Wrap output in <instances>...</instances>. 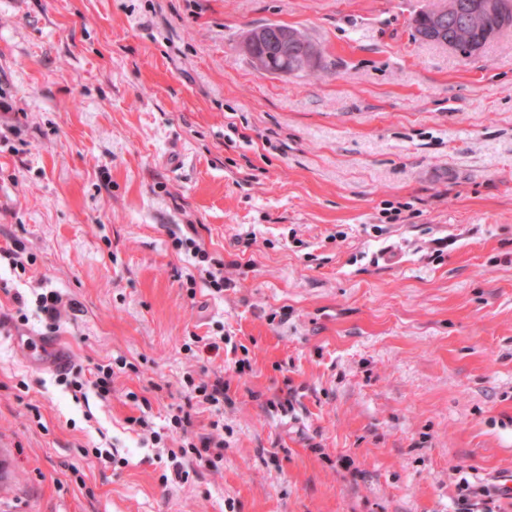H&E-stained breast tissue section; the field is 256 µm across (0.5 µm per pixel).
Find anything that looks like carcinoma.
<instances>
[{
  "instance_id": "cac0c4a2",
  "label": "carcinoma",
  "mask_w": 512,
  "mask_h": 512,
  "mask_svg": "<svg viewBox=\"0 0 512 512\" xmlns=\"http://www.w3.org/2000/svg\"><path fill=\"white\" fill-rule=\"evenodd\" d=\"M460 8L445 19L448 39L455 41L458 55L468 58L479 55L505 27H512V0H497L494 13L479 11L480 0H458ZM267 54L275 66L283 63V56L268 42L257 43L245 54Z\"/></svg>"
}]
</instances>
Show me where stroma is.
<instances>
[{
	"label": "stroma",
	"instance_id": "1",
	"mask_svg": "<svg viewBox=\"0 0 512 512\" xmlns=\"http://www.w3.org/2000/svg\"><path fill=\"white\" fill-rule=\"evenodd\" d=\"M438 3L0 0V247L36 258L0 265V512H457L463 476L512 512V28L463 58L416 36ZM267 22L325 70L252 67ZM42 287L54 333L11 319ZM26 333L131 367L78 400ZM205 372L224 455L163 485ZM3 259L8 261L9 268L14 272L26 273L27 267L34 265L36 258L27 253L24 248L14 245V248L0 249V263ZM19 273V272H18ZM42 290L41 293L36 295L37 309L41 313L47 328L56 330L62 317L63 298L52 289L44 288ZM184 380L188 391V407L192 408V401L195 400L198 406L208 405V408L213 407L216 412L220 411L221 405H224V395L227 389L224 376L213 373V378L211 376L199 378L196 383V379L188 374L187 379Z\"/></svg>",
	"mask_w": 512,
	"mask_h": 512
}]
</instances>
